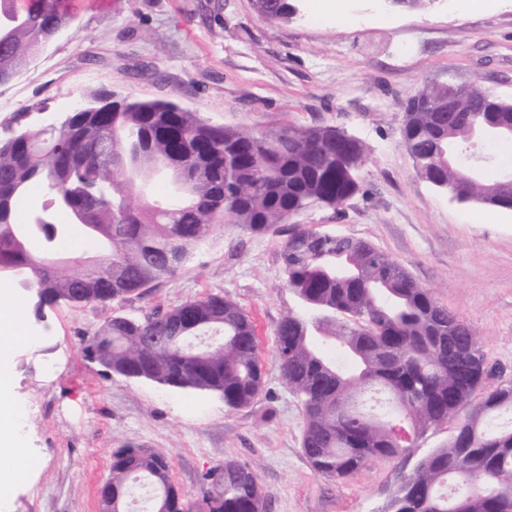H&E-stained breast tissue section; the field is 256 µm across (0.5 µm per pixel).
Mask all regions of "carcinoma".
<instances>
[{"mask_svg": "<svg viewBox=\"0 0 512 512\" xmlns=\"http://www.w3.org/2000/svg\"><path fill=\"white\" fill-rule=\"evenodd\" d=\"M260 15L287 21L291 0H257ZM68 0H0V82L9 80L69 24ZM439 86L408 102L403 146L428 183L488 199L512 192L472 183L458 148L470 127L493 113L466 99L440 111ZM94 112H70L57 131L25 125L0 137V280L30 277L29 315L46 321L65 302H123L173 276L196 247L226 224L252 233L290 225L281 259L286 286L303 308L276 325L281 381L300 401L302 450L320 476L345 479L367 462L410 455L420 438L458 419L448 443L422 457L393 494L388 512H512V426L488 422L512 411V384L494 386L469 324L385 252L333 229L296 223L311 203L336 209L359 189L368 158L332 125L274 124L263 129L214 125L165 100L92 91ZM177 171L196 185L133 203L128 170ZM33 184L87 212L98 258L73 273L46 274L26 240L19 203ZM219 347L190 353L202 337ZM85 351L124 377L204 392L239 410L264 386L259 342L249 314L219 294L189 300L143 320L114 315L86 340ZM478 403H473L476 394ZM206 512H266L254 468L227 460L205 475ZM112 508L127 512L134 490L150 487V512H193L170 475L168 457L146 448L112 452Z\"/></svg>", "mask_w": 512, "mask_h": 512, "instance_id": "cac0c4a2", "label": "carcinoma"}]
</instances>
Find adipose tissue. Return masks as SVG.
Returning <instances> with one entry per match:
<instances>
[{"instance_id":"adipose-tissue-1","label":"adipose tissue","mask_w":512,"mask_h":512,"mask_svg":"<svg viewBox=\"0 0 512 512\" xmlns=\"http://www.w3.org/2000/svg\"><path fill=\"white\" fill-rule=\"evenodd\" d=\"M23 299L14 298L0 310V489L9 490L15 476L28 467V457L15 431L17 412L11 398V360L20 339V320L25 312Z\"/></svg>"}]
</instances>
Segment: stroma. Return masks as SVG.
Here are the masks:
<instances>
[{
    "label": "stroma",
    "instance_id": "obj_1",
    "mask_svg": "<svg viewBox=\"0 0 512 512\" xmlns=\"http://www.w3.org/2000/svg\"><path fill=\"white\" fill-rule=\"evenodd\" d=\"M288 22L255 0H72L75 15L33 60L0 83V134L21 116L61 119L84 91L170 99L218 125H335L369 156L358 192L337 210L305 216L363 239L398 261L467 321L486 357L512 376V211L458 203L420 178L400 140L415 87L480 83L512 99V0L460 13L392 0H299ZM287 231L229 224L172 277L121 303L59 304L41 347L19 348L12 397L32 461L0 512H98L112 451L164 452L183 496L201 501L207 472L234 459L256 470L267 512H381L415 458L447 442L455 421L418 440L411 459L369 462L335 482L302 451L299 400L280 380L273 330L301 307L284 283ZM220 294L255 320L265 386L230 410L202 392L108 373L84 351L115 314L141 318Z\"/></svg>",
    "mask_w": 512,
    "mask_h": 512
}]
</instances>
